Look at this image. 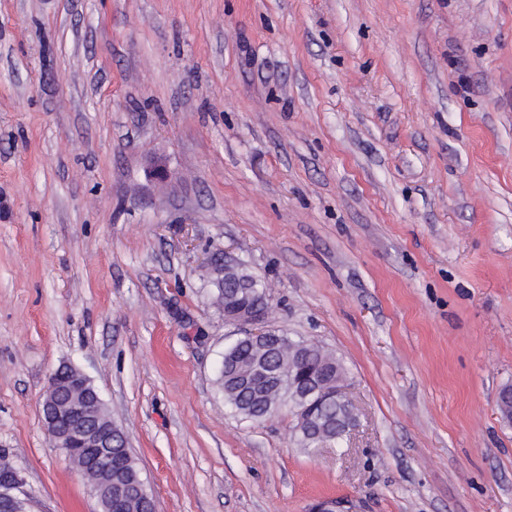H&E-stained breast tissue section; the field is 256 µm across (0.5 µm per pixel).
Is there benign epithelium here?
<instances>
[{"label": "benign epithelium", "instance_id": "obj_1", "mask_svg": "<svg viewBox=\"0 0 512 512\" xmlns=\"http://www.w3.org/2000/svg\"><path fill=\"white\" fill-rule=\"evenodd\" d=\"M265 312L258 311L249 300L241 298L224 309V321L241 327L246 338L271 347L281 344L282 336L273 329L256 331ZM304 388L315 399H334L346 406L350 400L343 391V379L338 378L329 387L320 390L313 377L303 381ZM104 403L91 380L72 366L62 365L49 378L43 394L40 412L48 438L53 447L60 449L69 459L77 458V452L90 454L82 472L88 477L91 493L97 498L101 512H112V502L132 496L148 498L141 478L124 483H112V449L127 447L126 437L103 419Z\"/></svg>", "mask_w": 512, "mask_h": 512}]
</instances>
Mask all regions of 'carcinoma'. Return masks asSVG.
Listing matches in <instances>:
<instances>
[{
  "label": "carcinoma",
  "mask_w": 512,
  "mask_h": 512,
  "mask_svg": "<svg viewBox=\"0 0 512 512\" xmlns=\"http://www.w3.org/2000/svg\"><path fill=\"white\" fill-rule=\"evenodd\" d=\"M207 287L214 290L219 307H224L228 292L239 289L249 294L261 309H268L265 292L252 274L237 267L224 271V276H211L206 280ZM289 348L273 349L251 343L247 339L238 341L224 354L225 370L220 372L219 384L224 392V401L236 414L244 419L254 420L264 412L272 415L284 406H304L301 387L292 379L279 378L270 385L261 381L266 377H277L290 367L299 364L291 360V350L303 354L304 362L322 369L345 372L342 362L323 347L303 340L288 337ZM315 415L329 424L320 434L305 429L298 430V444L309 452L335 446L343 442L345 435L336 422L345 416V409L334 402L322 403L315 407Z\"/></svg>",
  "instance_id": "1"
}]
</instances>
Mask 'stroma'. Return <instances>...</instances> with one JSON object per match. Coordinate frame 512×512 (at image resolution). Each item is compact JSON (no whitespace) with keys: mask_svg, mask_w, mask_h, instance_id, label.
<instances>
[{"mask_svg":"<svg viewBox=\"0 0 512 512\" xmlns=\"http://www.w3.org/2000/svg\"><path fill=\"white\" fill-rule=\"evenodd\" d=\"M217 257L343 362L341 446L225 404ZM63 364L155 512H512V0H0V452L99 512ZM104 403L91 380L72 366L62 365L49 378L43 394L40 412L48 438L70 460L78 451L90 454L82 472L97 498L102 512H112V502L139 496L149 500L145 483L140 477L124 484H112V475L130 478L140 474L127 447L126 437L112 426L108 416L103 420ZM112 448H123V465L112 473ZM96 473L93 478L90 473ZM151 498V497H150ZM154 502L130 498L123 510L116 512H154Z\"/></svg>","mask_w":512,"mask_h":512,"instance_id":"obj_1","label":"stroma"}]
</instances>
